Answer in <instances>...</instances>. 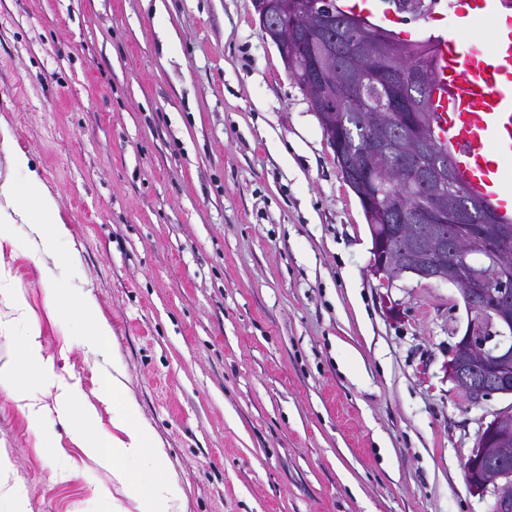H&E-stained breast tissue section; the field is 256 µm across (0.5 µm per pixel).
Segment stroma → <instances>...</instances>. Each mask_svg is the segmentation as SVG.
Listing matches in <instances>:
<instances>
[{
    "label": "stroma",
    "mask_w": 512,
    "mask_h": 512,
    "mask_svg": "<svg viewBox=\"0 0 512 512\" xmlns=\"http://www.w3.org/2000/svg\"><path fill=\"white\" fill-rule=\"evenodd\" d=\"M0 130L68 231L48 250L16 224L0 264L85 399L119 374L178 512H491L465 461L512 395L448 381L458 288L408 278L385 312L362 207L253 0H0ZM50 282L94 296L109 353L66 348L81 324ZM1 448L0 507L96 512L111 483L0 392Z\"/></svg>",
    "instance_id": "35a3bbf8"
}]
</instances>
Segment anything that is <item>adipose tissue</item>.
Listing matches in <instances>:
<instances>
[{
    "mask_svg": "<svg viewBox=\"0 0 512 512\" xmlns=\"http://www.w3.org/2000/svg\"><path fill=\"white\" fill-rule=\"evenodd\" d=\"M11 162L16 170L23 172L24 178L0 182V197L13 202L11 209L0 208V243L10 241L14 224L22 222L33 225L44 245L53 247L66 233L57 207L43 194L39 176L26 153L13 151ZM44 293L63 319L82 323L83 328L72 336V343L95 354L108 347L112 329L99 319L97 302L90 293L68 294L52 282L47 283ZM16 345L15 357L0 364V389L37 426L43 423L45 407L35 391L40 387L55 390L57 412L67 422L71 441L88 458L111 472L122 488L118 498L107 489H100L98 512H174L180 496L178 487L167 480L145 479L141 474L144 464L161 463L163 452L156 448L154 437L133 401L115 407L122 388L119 379L106 380L98 395V403L114 409L112 418L118 433L111 437L94 430L97 404L79 400V380L65 378L57 372L53 357L44 353L38 329H30L27 335L18 337Z\"/></svg>",
    "mask_w": 512,
    "mask_h": 512,
    "instance_id": "adipose-tissue-1",
    "label": "adipose tissue"
}]
</instances>
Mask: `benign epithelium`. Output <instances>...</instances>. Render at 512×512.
I'll use <instances>...</instances> for the list:
<instances>
[{"mask_svg":"<svg viewBox=\"0 0 512 512\" xmlns=\"http://www.w3.org/2000/svg\"><path fill=\"white\" fill-rule=\"evenodd\" d=\"M262 32L270 35L277 44L283 59H288V10L280 11L281 19L273 17V0H254ZM392 43L382 35L374 38L370 55L375 63L374 78L381 79ZM385 109L390 119L408 131L423 133L426 126L425 113L415 111V102L410 97L387 98ZM330 148L337 155L341 173L354 181L358 175L365 176L377 170V156L366 148L355 157L346 156L337 142L336 135L327 136ZM420 220L430 224L448 223V198L437 195L420 212ZM399 237L396 225H386L381 236L372 235L369 272L378 279L382 288L392 289L396 283L407 277L430 282L465 285L462 300L466 312V325L462 334L448 348V360L444 365L448 381L454 389L472 404H479L489 398V378L501 369L512 367V302L503 299L493 309L485 307L483 300L493 292L492 285L512 280V271L507 268L497 270L494 277L484 268L473 266L448 256V248L441 244L418 242L414 252L398 258L394 245ZM469 252L479 256L483 265L494 261L500 254V240L482 234H472L469 239ZM490 333L488 340L479 347L473 346L474 333L481 330ZM497 444L495 450L508 452L512 447V430L496 417L483 428L476 448L465 463L466 472L479 468L485 454L490 450L488 443ZM474 494L490 496L494 500L493 510L502 512L512 502V466H501L483 473L481 479L471 485Z\"/></svg>","mask_w":512,"mask_h":512,"instance_id":"7a95c632","label":"benign epithelium"}]
</instances>
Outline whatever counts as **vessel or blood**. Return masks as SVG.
<instances>
[{"mask_svg": "<svg viewBox=\"0 0 512 512\" xmlns=\"http://www.w3.org/2000/svg\"><path fill=\"white\" fill-rule=\"evenodd\" d=\"M341 9L378 25L396 18L389 0H342ZM428 21L437 141L467 192L512 219V0H468L467 9L434 11ZM483 26L489 42L472 44L469 30Z\"/></svg>", "mask_w": 512, "mask_h": 512, "instance_id": "1", "label": "vessel or blood"}]
</instances>
